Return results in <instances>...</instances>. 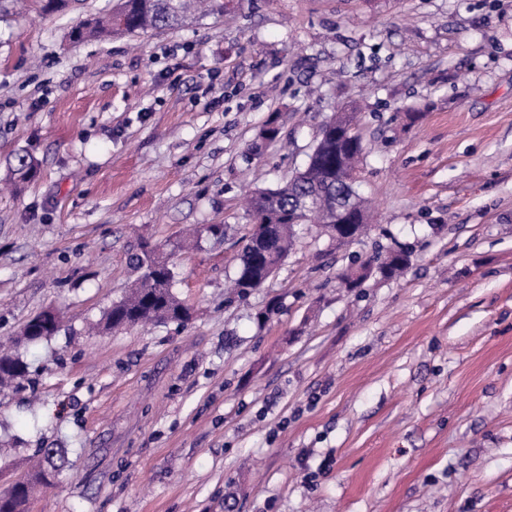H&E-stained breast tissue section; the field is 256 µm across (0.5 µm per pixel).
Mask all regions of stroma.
I'll use <instances>...</instances> for the list:
<instances>
[{"instance_id": "1", "label": "stroma", "mask_w": 512, "mask_h": 512, "mask_svg": "<svg viewBox=\"0 0 512 512\" xmlns=\"http://www.w3.org/2000/svg\"><path fill=\"white\" fill-rule=\"evenodd\" d=\"M225 2L75 42L113 0H0V342L29 371L0 387V492L60 448L30 512H512V0ZM344 106L372 231L299 225L225 303L244 194ZM207 224L225 239L168 255L188 324L96 330L142 242ZM395 240L403 275L342 288ZM49 307L57 332L16 344Z\"/></svg>"}]
</instances>
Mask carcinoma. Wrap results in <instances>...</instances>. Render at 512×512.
Listing matches in <instances>:
<instances>
[{
    "mask_svg": "<svg viewBox=\"0 0 512 512\" xmlns=\"http://www.w3.org/2000/svg\"><path fill=\"white\" fill-rule=\"evenodd\" d=\"M197 0H116L112 11L90 18L73 27L71 40L102 39L112 34L136 36L184 26L197 18ZM365 152V144L356 130L355 117L346 109L326 120L305 167L285 183L274 188H254L247 197L252 223L268 225L264 239H250L238 254V264L227 301L241 298L247 287L266 283L270 265L282 262L291 250L294 226L314 222L324 230L336 223V209L344 207L358 220V232L365 231L368 214L357 190L356 164ZM14 175L21 181L32 178L34 161L20 155ZM408 247L389 248L384 257L368 259L378 272L394 276L408 267ZM140 270L130 292L112 304L105 324L110 329L149 322L185 324L190 312L171 292L173 271L165 257L154 250H142L134 259ZM59 317L48 319L39 314L32 319L33 334L22 339L33 343L53 335ZM27 365L12 355L0 356V381L19 379ZM47 467L28 475L24 483L9 493L0 494V512H26L34 486L58 474L65 457L58 448L42 449Z\"/></svg>",
    "mask_w": 512,
    "mask_h": 512,
    "instance_id": "carcinoma-1",
    "label": "carcinoma"
}]
</instances>
